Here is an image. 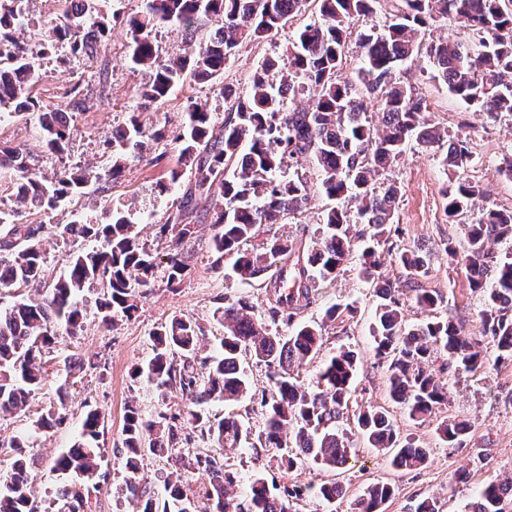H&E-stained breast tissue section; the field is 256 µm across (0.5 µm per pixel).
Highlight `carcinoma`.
<instances>
[{"label":"carcinoma","mask_w":512,"mask_h":512,"mask_svg":"<svg viewBox=\"0 0 512 512\" xmlns=\"http://www.w3.org/2000/svg\"><path fill=\"white\" fill-rule=\"evenodd\" d=\"M100 0H80L71 8L61 0L60 21L42 32L46 47L67 43L74 54L92 62L108 32ZM311 0H145L140 13L125 20L131 40V62L152 70L151 82L140 92L139 105L124 126L112 130L103 143L111 155L109 165L63 171L48 179L36 172V159L27 149L0 141V173L14 176L18 198L35 211L51 214L76 196L102 193L118 180L128 157H143L153 143L168 137L166 128L146 123L145 113L162 104L189 72L202 82L224 73L231 50L285 27ZM319 16L305 24L288 46V67L267 58L256 70L248 95L228 89L230 116L220 128L211 126L205 105H187V122L174 137L178 144L176 165L167 170L168 180L157 182L159 194L167 195L189 175L188 188L178 204L155 224V237L166 243L165 261L140 242L127 212L116 208L106 224L74 220L68 224H19L12 214L0 212V295L37 286L35 297L0 308V414L26 410L29 399L42 390L59 338L78 335L86 309L84 288L97 284L101 297L96 316L111 330L129 320L137 301L151 287L158 268L166 275V287L177 288L191 272L198 224L207 215L199 202L219 196L224 207L210 218L208 248L211 267L220 271L224 257L233 259L232 271L243 284L265 288L267 318L256 317L255 306L242 297L219 299L212 320L224 328L220 349L198 361L207 341V326L197 320L174 316L152 333L151 355L132 368L131 379L155 390L160 410L146 414L136 403L127 407L122 445L125 452L120 495L138 505L137 512H197L194 477L207 474L202 489L207 512H296L294 504L305 496L300 487H283L271 495L265 475H253L250 492L237 498L228 488L237 472L224 457L210 454L182 455L174 449L190 444L196 436L208 438L220 448H276L279 467L286 471L300 460L326 470L345 467L350 457L337 424L348 408L355 373L356 354L341 348L319 367L315 381L305 385L301 370L323 344L325 326L356 318L353 304L326 308L322 322L305 320L302 314L317 301L316 284L333 282L353 247L351 215L338 202L355 204L358 224L368 231L361 242V274L374 277L381 266L379 248L415 280L427 273V256L421 249L400 248L392 233L399 188L380 182L401 159L411 141L423 148L441 142L445 132L431 123L427 107L411 84L396 77L397 69L425 50L437 77L448 91L495 121L512 116V0H404L405 8L391 14L381 27L366 25L380 0H316ZM25 0H0V113L30 112L35 116L42 146L62 154L73 127L65 119L70 110L85 106L73 99L64 107L42 106L32 95L35 73L28 48L16 32L25 27ZM448 21L477 34L472 42L444 39L422 46L419 36L429 21ZM213 30L202 31V21ZM176 23L184 32V53L163 59L151 37L152 31ZM362 49V65L354 82L342 76L343 53L348 43ZM309 96L308 106L285 109L284 100ZM379 105L381 126L366 120V100ZM457 138L449 140L443 164L456 173L471 164L470 130L458 126ZM308 164L316 182L297 178L284 181L276 172L284 159ZM318 191L335 205L325 209L311 249L274 234L258 239L262 225L284 224L301 213L311 192ZM483 186L455 178L447 191L448 217L471 210L484 196ZM52 235L57 242H98L100 247L71 251L67 268L49 288L42 287L46 255L42 241ZM512 241V210L485 207L475 221L463 225L462 238L448 240V264L462 265L473 290L484 297L480 311L482 330L471 336L463 324L448 315L432 316L409 327L403 304L392 283L377 285V305L370 336L375 356L386 366L390 398L417 424L427 421L448 401L441 378L429 369V361L443 356L442 369L462 367L477 372L487 366L485 345L495 347V362L512 364V250L499 254L491 246ZM417 304L436 312L443 294L415 289ZM282 323L286 335L269 328ZM248 356L267 368L271 387L256 402L263 426H247L236 414L213 419L207 407L215 401L228 404L252 398L251 382L240 367ZM106 370L103 357L64 362L73 378L85 368ZM172 392L182 405L167 403ZM68 387L57 390V401L30 419L34 432L48 434L68 421ZM358 431L371 447L391 454V466L402 472L421 470L429 463L428 449L413 439H402L388 410L371 404L355 415ZM104 415L96 405H86L81 431L74 444L55 460L54 469L66 481L55 488L59 512H85L95 480L108 482L102 469L104 453L99 446ZM440 438L451 446L464 441L468 424L443 422ZM13 454L0 477V512H38L36 489L30 469L29 439L11 441ZM148 456L171 464L164 491L148 487L142 462ZM318 498L333 502L345 494L333 481L311 488ZM395 495L385 482L368 485L352 502V512H383ZM512 506V483L491 481L483 485L466 512H507Z\"/></svg>","instance_id":"1"}]
</instances>
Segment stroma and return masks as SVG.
<instances>
[{"label":"stroma","instance_id":"obj_1","mask_svg":"<svg viewBox=\"0 0 512 512\" xmlns=\"http://www.w3.org/2000/svg\"><path fill=\"white\" fill-rule=\"evenodd\" d=\"M309 15L295 18L284 28L265 38L241 44L227 59L220 79L199 82L186 79L173 96L156 112L150 113L152 124L161 125L170 134H178L188 101L205 103L214 125H222L229 115L222 97L226 88L248 92L252 75L258 64L267 57L283 56L298 26L309 22ZM129 36L121 23H113L101 53L94 62L69 57L66 49H58L45 56H34L32 63L39 76L34 93L45 106L64 101L71 91H79L90 100V108L73 115L74 134L65 154H51L42 150L39 130L32 115H16L0 122V140L26 145L37 157L40 171L53 177L61 168L102 167L107 163L103 141L113 127L125 124L128 114L139 102V92L151 79V70L136 68L129 59ZM400 80L413 85L429 111L432 123L456 132L460 123H467L472 131L474 161L467 169L471 178L485 188L487 201L501 207H512V176L505 162L512 158V121L488 122L482 113L465 108L447 86L434 75L427 58H420L411 68H400ZM163 150L166 158L154 167L146 160H129L121 178L110 184L94 202L82 211L85 219L104 223L108 212L123 205L131 206L132 220L140 239L155 251H163L164 243L156 240L153 226L176 203V194L159 195L157 181L173 166L177 156L175 142H168ZM447 143L425 149L409 144L403 160L393 167L388 178L399 188L396 222L399 235L396 242L402 248H421L430 259L428 273L420 281L422 287L443 292L450 313L457 315L471 334H479L482 326L479 312L482 296L471 290L467 272L450 267L445 255V244L450 236L459 234L458 225L449 223L446 201L442 191L448 176L442 159ZM0 209L11 212L20 223L45 222L66 224L72 219L70 208L56 210L50 215L33 212L23 204L9 186L8 178L0 179ZM210 230L201 225L191 261V273L177 289H169L164 282H156L152 291L139 302L134 319L120 323L114 330H106L95 315H88L79 336L61 337L56 354L58 358L77 354L88 359L103 355L106 373L88 369L81 373L70 390L69 419L56 433L31 438V453L36 460L32 470L33 485L37 491L40 512H56L53 501L58 475L53 466L57 456L72 446L78 434L84 403L97 404L104 414V430L100 445L104 450V465L110 477L107 485L91 491L87 512H132L133 507L118 499L117 489L123 477V428L126 409L130 403H139L143 411L155 409L154 392L144 384L133 383L132 366L151 353L149 334L157 324L174 316L198 320L210 327L209 342L203 356L214 354L219 346L220 328L213 325L211 315L219 298L237 296L255 306L256 314L264 312V293L260 288L240 284L231 270L215 272L208 250ZM359 253H352L337 279L318 289V301L307 311V318L321 320L325 308L334 303H352L358 308L354 320L327 327L324 344L318 358L313 359L302 373L305 382H312L322 360L347 347L357 352L359 361L351 401L371 403L388 408L401 434L411 436L428 448L430 461L418 472H399L390 464L385 452L371 448L358 434L353 414H346L338 427L346 434L351 458L344 471L335 473L319 465L303 461L293 470L285 471L277 465L274 449L254 451L248 447L231 453L229 463L239 475L231 492L245 497L250 489L251 476L264 470L272 493H280L283 486L307 487L331 480L340 481L346 494L335 503H327L314 495L299 501V512H351V503L372 482H388L395 488V496L388 501L385 512H413L417 503L427 497L438 500L440 512H465L466 505L487 481L512 479V366H492L486 371L471 373L463 370H442L441 358L430 363L432 370L441 374L448 387V404L437 410L433 418L417 425L402 409L392 403L386 368L378 362L369 335V326L375 315L378 299L372 282L359 277ZM465 420L469 431L463 444L449 447L437 433L443 421ZM467 471L466 482H454L456 472Z\"/></svg>","mask_w":512,"mask_h":512}]
</instances>
